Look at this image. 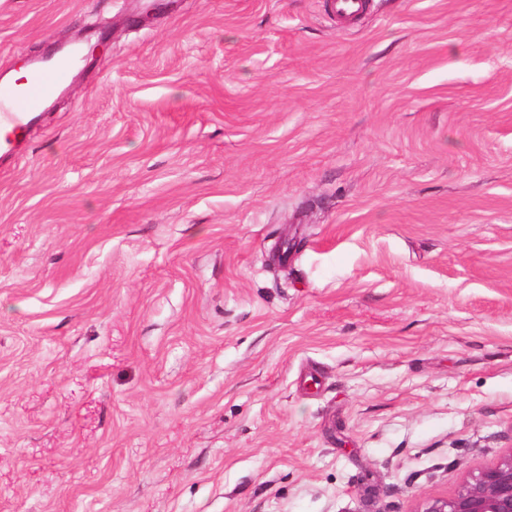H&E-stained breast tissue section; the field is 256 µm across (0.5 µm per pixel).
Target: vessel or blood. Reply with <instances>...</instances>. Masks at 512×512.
<instances>
[{
	"label": "vessel or blood",
	"instance_id": "1",
	"mask_svg": "<svg viewBox=\"0 0 512 512\" xmlns=\"http://www.w3.org/2000/svg\"><path fill=\"white\" fill-rule=\"evenodd\" d=\"M73 63L51 57L32 65L23 81L0 79V159L9 160L20 137L39 123L54 95L66 84Z\"/></svg>",
	"mask_w": 512,
	"mask_h": 512
}]
</instances>
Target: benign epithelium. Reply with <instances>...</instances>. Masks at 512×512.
Here are the masks:
<instances>
[{
	"instance_id": "obj_1",
	"label": "benign epithelium",
	"mask_w": 512,
	"mask_h": 512,
	"mask_svg": "<svg viewBox=\"0 0 512 512\" xmlns=\"http://www.w3.org/2000/svg\"><path fill=\"white\" fill-rule=\"evenodd\" d=\"M418 512H512V452L464 480L453 495L425 500Z\"/></svg>"
}]
</instances>
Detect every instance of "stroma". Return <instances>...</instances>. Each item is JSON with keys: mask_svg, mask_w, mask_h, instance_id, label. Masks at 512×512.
<instances>
[{"mask_svg": "<svg viewBox=\"0 0 512 512\" xmlns=\"http://www.w3.org/2000/svg\"><path fill=\"white\" fill-rule=\"evenodd\" d=\"M108 53L0 165V512H419L512 450V0H0Z\"/></svg>", "mask_w": 512, "mask_h": 512, "instance_id": "35a3bbf8", "label": "stroma"}]
</instances>
